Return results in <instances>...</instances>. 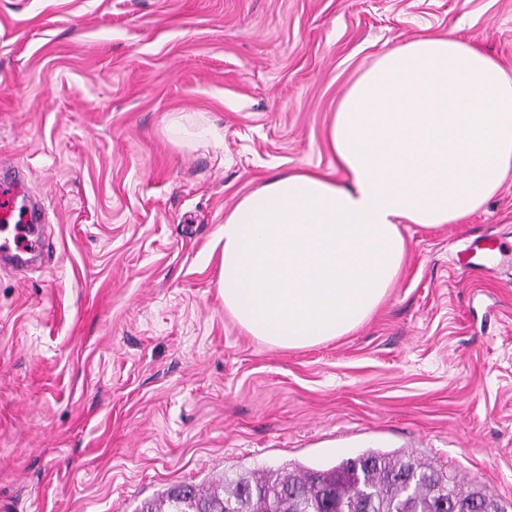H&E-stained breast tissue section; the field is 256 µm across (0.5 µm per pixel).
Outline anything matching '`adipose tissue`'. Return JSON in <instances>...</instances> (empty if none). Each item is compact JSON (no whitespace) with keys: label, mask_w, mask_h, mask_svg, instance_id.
<instances>
[{"label":"adipose tissue","mask_w":512,"mask_h":512,"mask_svg":"<svg viewBox=\"0 0 512 512\" xmlns=\"http://www.w3.org/2000/svg\"><path fill=\"white\" fill-rule=\"evenodd\" d=\"M327 145L336 176L269 180L216 240L225 312L274 347L359 328L402 272L403 225L464 222L497 192L512 174V78L454 36L392 48L348 89Z\"/></svg>","instance_id":"ef3b65f1"}]
</instances>
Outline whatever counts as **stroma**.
<instances>
[{
  "label": "stroma",
  "mask_w": 512,
  "mask_h": 512,
  "mask_svg": "<svg viewBox=\"0 0 512 512\" xmlns=\"http://www.w3.org/2000/svg\"><path fill=\"white\" fill-rule=\"evenodd\" d=\"M427 35L512 75V0H0V162L45 212L0 260V512H140L242 469L405 449L512 512V179L461 224L403 225L407 265L357 330L282 349L224 312V217L335 170L349 86ZM216 127L221 146L173 139ZM505 243L499 238L480 237L470 242L458 254V263L468 265L471 270L483 273H496L499 263L497 256H504Z\"/></svg>",
  "instance_id": "stroma-1"
}]
</instances>
